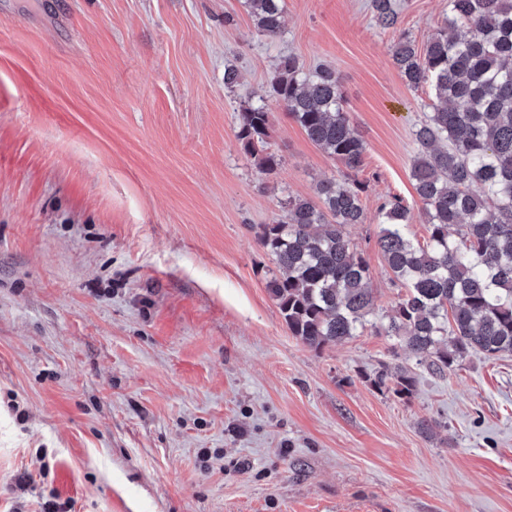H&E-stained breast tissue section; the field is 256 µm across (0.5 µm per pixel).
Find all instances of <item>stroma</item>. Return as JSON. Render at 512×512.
<instances>
[{
    "instance_id": "stroma-1",
    "label": "stroma",
    "mask_w": 512,
    "mask_h": 512,
    "mask_svg": "<svg viewBox=\"0 0 512 512\" xmlns=\"http://www.w3.org/2000/svg\"><path fill=\"white\" fill-rule=\"evenodd\" d=\"M371 3L287 0L269 41L243 0H0V512H512V353L438 374L370 328L315 349L266 288L253 225L345 172L275 104V172L241 149L285 54L335 69L366 144L348 233L371 321L401 293L383 202L427 236L411 166L434 98L391 48L448 0H394L389 28ZM385 366L414 370L410 397L372 385Z\"/></svg>"
}]
</instances>
